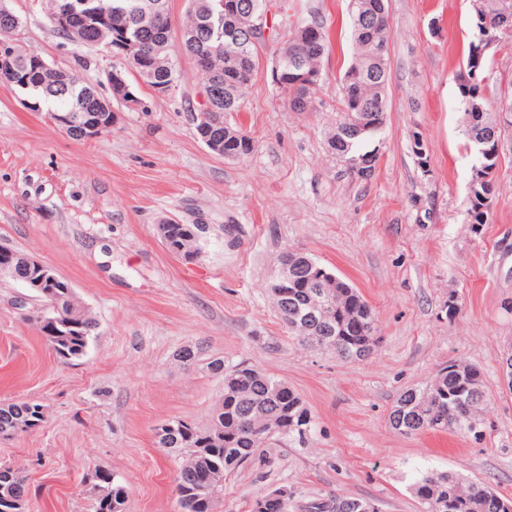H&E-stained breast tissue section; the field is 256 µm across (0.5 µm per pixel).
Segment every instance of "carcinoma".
Listing matches in <instances>:
<instances>
[{"mask_svg":"<svg viewBox=\"0 0 512 512\" xmlns=\"http://www.w3.org/2000/svg\"><path fill=\"white\" fill-rule=\"evenodd\" d=\"M185 27L191 28L209 19L210 31L204 45L197 52L206 58L198 68L204 87L216 77L224 83V95L234 99L232 110L221 109L213 117V126L224 131L231 112L241 109L242 100L252 84L257 69L258 47L237 41L227 29L240 25L238 19L221 17L216 0H190ZM352 17L367 11L375 15L370 26H353L354 62L359 70L348 69L342 77V112L354 111L364 103L379 101L387 105L386 91L391 81L389 66V21L385 0H351ZM317 32L308 41L286 40L287 46L277 50L276 63L282 73L277 88L293 112H307L314 108L317 88L310 87L294 77L291 59L300 58L301 68L322 73L321 60L330 47L329 31L323 21L312 17L305 20ZM177 79L173 58L156 67L150 85L174 84ZM69 91L60 95L51 85L29 88L31 95L40 90L50 96L53 111L91 112L96 103L86 95L88 84L76 73L68 72ZM460 109L465 120V134L490 132L497 125V112L491 110L483 95L474 90L460 93ZM375 135L352 130L339 139L330 138L328 145L336 156L349 164V170L360 179L373 175L377 153L368 149ZM254 140L239 131V142L225 147V154L234 159L250 154ZM316 289L296 273L288 283L285 302L273 303L286 326L304 319L308 306L315 300ZM42 300L71 315L70 326L49 330L39 326L50 347L60 356L73 359L84 355L95 326L83 319L80 307L61 286L49 289ZM352 304L363 311L358 322L334 310L329 312L336 335L321 336L308 331L300 340L310 346L321 345L331 349L348 362L362 361L377 343V320L369 313L372 307L360 292L352 294ZM212 373L224 380V396L219 399L208 426L201 428L186 419L170 421L163 449L187 456L180 468L177 492L182 512H214L215 499L224 488L225 477L236 468L252 460L263 444L273 438L302 443L312 427V417L299 395L288 385L249 365L238 364L229 369L224 360L209 362ZM483 387L479 368L467 366V374L460 375L453 364L441 368L423 389H409L397 400L389 415L392 427L402 435H416L427 431L454 432L461 435H481L479 415L470 402L472 389ZM44 422L43 405L36 400H24L0 406V433H31ZM94 493L95 512H125L127 491L112 474L100 470L90 476ZM275 491L262 493L252 503L251 512H290L296 507L294 496L281 501ZM413 494L424 512H512L504 504L512 505V498L499 494L488 485L468 483L448 474L422 475L413 484ZM26 496V479L21 472L0 467V512H21ZM305 512H380L371 498L331 496L316 499L305 507Z\"/></svg>","mask_w":512,"mask_h":512,"instance_id":"cac0c4a2","label":"carcinoma"}]
</instances>
